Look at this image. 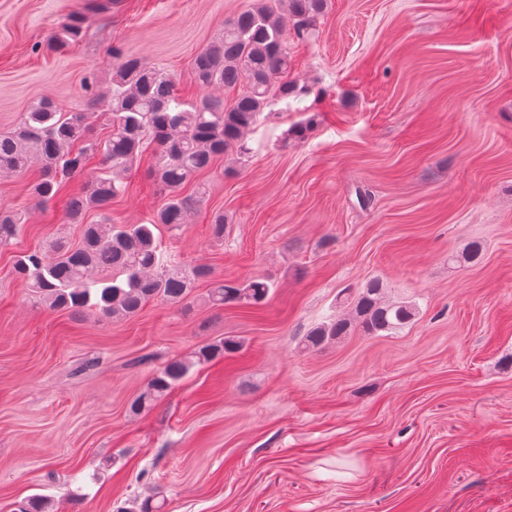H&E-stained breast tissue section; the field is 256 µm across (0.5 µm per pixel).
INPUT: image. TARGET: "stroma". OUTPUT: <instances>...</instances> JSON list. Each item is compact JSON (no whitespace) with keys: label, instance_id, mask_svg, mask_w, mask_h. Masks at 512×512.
Returning a JSON list of instances; mask_svg holds the SVG:
<instances>
[{"label":"stroma","instance_id":"stroma-1","mask_svg":"<svg viewBox=\"0 0 512 512\" xmlns=\"http://www.w3.org/2000/svg\"><path fill=\"white\" fill-rule=\"evenodd\" d=\"M252 2L0 0V132L40 99L89 111L117 51L176 74L182 99L207 96L193 61ZM79 14L88 37L46 49ZM289 52L297 92L265 109L241 163L185 184L205 196L161 235L211 279L272 281L261 308L212 306L211 280L122 320L36 304L16 255L78 244L105 216L150 221L155 150L80 225L63 201L84 178L44 207L38 169L0 177V208L28 211L0 248V512L35 494L57 512L148 495L165 512H512V0H329ZM474 240L481 260L458 261ZM372 280L415 319L302 350ZM227 336L238 353L130 413L166 361Z\"/></svg>","mask_w":512,"mask_h":512}]
</instances>
